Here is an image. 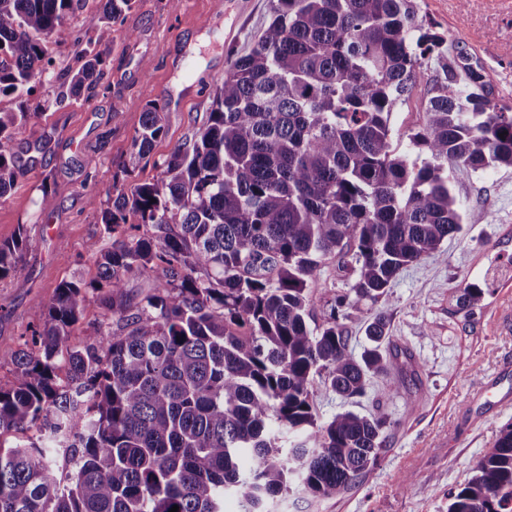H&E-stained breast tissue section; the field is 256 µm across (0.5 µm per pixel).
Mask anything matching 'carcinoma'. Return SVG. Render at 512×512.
<instances>
[{
	"mask_svg": "<svg viewBox=\"0 0 512 512\" xmlns=\"http://www.w3.org/2000/svg\"><path fill=\"white\" fill-rule=\"evenodd\" d=\"M85 3L0 0V98L19 101L0 111V199L22 175L14 131L41 115L28 96L50 65L48 38ZM133 4L104 0L86 15L96 39L59 78L55 103L92 99L100 46ZM270 10L192 143L159 163L156 181L98 209L114 238L99 278L57 288L13 351L0 436L40 422L46 438L0 441V512H224L228 494L241 512H265L294 487L339 495L378 465L387 418L322 420L313 383L353 399L398 367L384 315L358 356L345 320L462 231L448 166L512 168V106L492 100L466 52L443 50L416 0H271ZM416 98L422 118L397 128L394 115ZM164 129L163 108L148 104L122 169ZM26 246L22 235L0 242V278L25 275ZM332 262L349 288L313 326V290ZM140 276L154 288L136 301L126 283ZM90 290L106 322L73 347ZM488 293L485 281L461 282L456 312L473 314ZM448 512H512V424L448 490Z\"/></svg>",
	"mask_w": 512,
	"mask_h": 512,
	"instance_id": "carcinoma-1",
	"label": "carcinoma"
}]
</instances>
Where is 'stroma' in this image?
I'll return each mask as SVG.
<instances>
[{"label": "stroma", "mask_w": 512, "mask_h": 512, "mask_svg": "<svg viewBox=\"0 0 512 512\" xmlns=\"http://www.w3.org/2000/svg\"><path fill=\"white\" fill-rule=\"evenodd\" d=\"M435 23L486 71L495 102L512 105V12L485 0H418ZM271 21L270 0H135L112 34L105 77L91 100L54 102L58 76L81 65L87 39L82 14L53 32L51 64L35 80L31 104L41 117L14 132L13 150L24 174L0 200V241L24 231L28 275L0 279V377L14 366L11 352L38 307L64 281L90 282L112 237L98 221L97 203L116 189L154 181L171 151L191 142L206 122L212 96L231 58L246 55ZM150 62L142 73L141 62ZM165 111V133L135 168L121 163L149 103ZM454 190L465 204L461 234L440 253L406 268L385 301L360 305L346 326L353 354L366 343L376 313L389 320L399 370L371 377L363 397L345 400L314 386L322 418L352 410L387 414L394 422L373 473L340 495L318 498L295 489L270 502L271 512H448V491L471 477L499 430L512 424V406H475L469 397L485 377L512 387V329L499 324L512 310V169L472 174L454 170ZM488 279L493 286L473 327L452 311L456 287ZM404 388H397L396 379Z\"/></svg>", "instance_id": "obj_1"}]
</instances>
